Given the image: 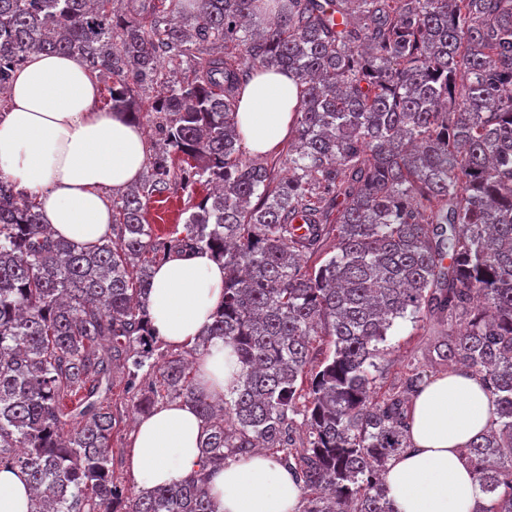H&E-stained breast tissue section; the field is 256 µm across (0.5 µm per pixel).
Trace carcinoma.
I'll use <instances>...</instances> for the list:
<instances>
[{
    "mask_svg": "<svg viewBox=\"0 0 512 512\" xmlns=\"http://www.w3.org/2000/svg\"><path fill=\"white\" fill-rule=\"evenodd\" d=\"M205 44L224 55L198 56ZM34 53L81 58L133 117L129 80L157 85L162 147L94 248L51 235L0 176V469L28 476L31 512H215L209 472L256 448L294 475L304 512H394L381 475L431 375L414 364L378 395L371 369L395 321L420 316L442 328L435 359L494 401L463 449L474 512H512V0H138L123 18L112 0H0V91ZM270 67L301 85L278 180L234 133L239 87ZM174 153L183 190H215L158 240L144 200L170 190ZM193 249L224 261L199 342L223 339L241 366L219 408L186 359L197 349L155 355L147 320L150 267ZM114 365L136 410L183 400L203 419L181 483L135 498L114 483L96 398Z\"/></svg>",
    "mask_w": 512,
    "mask_h": 512,
    "instance_id": "1",
    "label": "carcinoma"
}]
</instances>
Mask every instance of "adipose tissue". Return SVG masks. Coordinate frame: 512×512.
<instances>
[{
	"instance_id": "adipose-tissue-1",
	"label": "adipose tissue",
	"mask_w": 512,
	"mask_h": 512,
	"mask_svg": "<svg viewBox=\"0 0 512 512\" xmlns=\"http://www.w3.org/2000/svg\"><path fill=\"white\" fill-rule=\"evenodd\" d=\"M100 89L82 59L34 54L10 84L0 114V173L35 197L54 236L90 247L112 233L109 190L134 187L147 159L144 130L130 114L101 108ZM300 84L285 71L251 76L239 90L236 135L251 156L273 151L289 132ZM224 303V264L207 251L172 254L154 266L147 312L174 347L199 343ZM207 393L231 387L239 364L216 338L195 362ZM494 405L465 369L438 375L410 405L411 446L384 475L395 512H473L479 483L461 450L489 426ZM203 421L174 401L140 416L130 471L144 490L182 482L198 468ZM216 512H298L301 489L269 454L225 464L209 480ZM32 492L16 469L0 470V512H30Z\"/></svg>"
}]
</instances>
